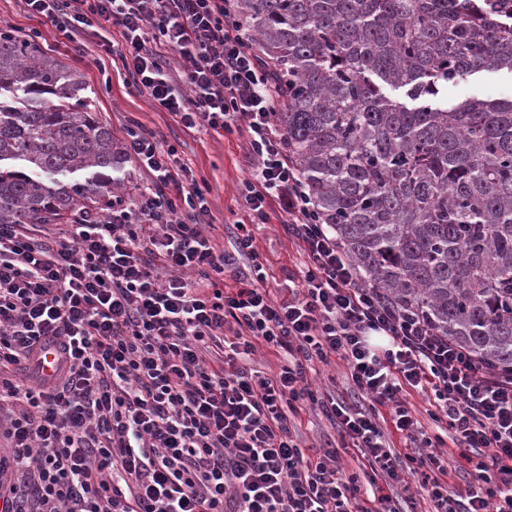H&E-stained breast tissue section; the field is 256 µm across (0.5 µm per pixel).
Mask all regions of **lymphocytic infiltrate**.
I'll return each instance as SVG.
<instances>
[{
	"mask_svg": "<svg viewBox=\"0 0 512 512\" xmlns=\"http://www.w3.org/2000/svg\"><path fill=\"white\" fill-rule=\"evenodd\" d=\"M21 2L77 50L94 43L184 128L245 132L255 174L226 254L205 232L207 184L132 122L126 150L146 175L133 200L43 237L0 224V480L14 469L27 488L22 502L0 483L6 512H401L388 494L361 499L362 477L418 484L429 512H512V375L478 369L360 283L288 161L271 71L230 0ZM274 200L305 257L285 300L266 286L253 233ZM261 344L276 371L255 365ZM335 357L357 400L311 381ZM406 389L425 394L442 435L423 436ZM307 410L337 447L302 446ZM344 451L358 474L343 471ZM455 455L473 468L463 493L450 487Z\"/></svg>",
	"mask_w": 512,
	"mask_h": 512,
	"instance_id": "1",
	"label": "lymphocytic infiltrate"
}]
</instances>
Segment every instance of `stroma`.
Instances as JSON below:
<instances>
[{
  "label": "stroma",
  "instance_id": "stroma-1",
  "mask_svg": "<svg viewBox=\"0 0 512 512\" xmlns=\"http://www.w3.org/2000/svg\"><path fill=\"white\" fill-rule=\"evenodd\" d=\"M39 43L63 66L82 73L87 96L115 136H122V127L128 121H138L155 130L163 145L175 146L180 159L196 176L207 180L211 189L212 233L223 243L225 252H232L235 224L247 217L240 188L252 174L245 135L183 129L169 114L157 111L148 99L130 92L122 76L114 72L102 75L92 55L77 56L70 43L50 26H42ZM468 97L511 98L512 77L487 73L449 86V100ZM254 231L260 259L267 268L268 287L277 289L279 295H287L290 277L298 275L304 262L297 240L289 233L276 207L270 209L268 223L255 226Z\"/></svg>",
  "mask_w": 512,
  "mask_h": 512
}]
</instances>
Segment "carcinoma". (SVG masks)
I'll return each mask as SVG.
<instances>
[{
	"label": "carcinoma",
	"instance_id": "carcinoma-1",
	"mask_svg": "<svg viewBox=\"0 0 512 512\" xmlns=\"http://www.w3.org/2000/svg\"><path fill=\"white\" fill-rule=\"evenodd\" d=\"M277 85L274 120L322 223L382 300L512 372V98L448 85L512 75V0H234ZM0 224L112 205L128 155L83 75L0 29ZM85 171L84 181L60 177Z\"/></svg>",
	"mask_w": 512,
	"mask_h": 512
}]
</instances>
